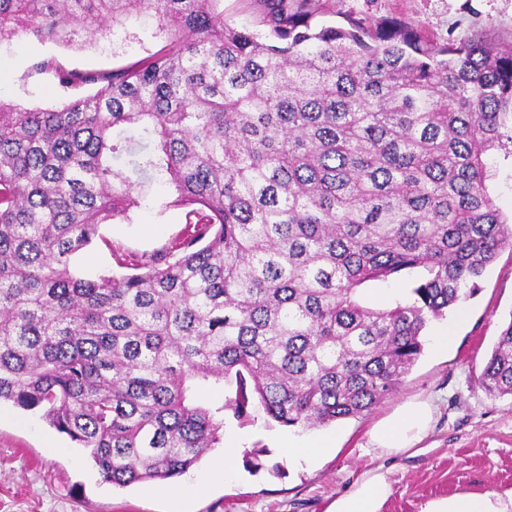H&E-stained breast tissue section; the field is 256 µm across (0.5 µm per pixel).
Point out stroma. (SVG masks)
Listing matches in <instances>:
<instances>
[{
    "instance_id": "35a3bbf8",
    "label": "stroma",
    "mask_w": 512,
    "mask_h": 512,
    "mask_svg": "<svg viewBox=\"0 0 512 512\" xmlns=\"http://www.w3.org/2000/svg\"><path fill=\"white\" fill-rule=\"evenodd\" d=\"M321 22L346 17L373 23L395 16L437 39L476 33L512 41V0H321ZM151 23L129 19L90 43L66 45L23 34L0 48V98L26 109L56 108L74 97L53 74L34 63L108 72L162 49ZM489 190L504 218L512 217V155L489 153ZM187 208L170 188L152 184L130 219L102 225L99 237L74 260L81 275L124 273L173 250L186 230ZM512 322V251L503 250L478 281L477 293L429 323L426 336L454 326L455 342L443 351L425 347L397 392L360 418L323 432L336 446L323 460L294 462L282 453L286 427L254 409L249 419L224 413L225 435L237 436L232 477L224 475V450L212 449L186 475L118 488L102 482L83 449L43 418L41 411L0 405V512H326L369 470L386 472L391 494L383 512H423L433 500L458 492H487L512 512V397H492L477 377L500 331ZM413 399L429 400V434L405 451L371 447L374 423ZM258 457L262 470L249 472ZM282 465L283 474L272 471Z\"/></svg>"
}]
</instances>
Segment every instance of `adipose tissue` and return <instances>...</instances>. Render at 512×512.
I'll use <instances>...</instances> for the list:
<instances>
[{
  "instance_id": "ef3b65f1",
  "label": "adipose tissue",
  "mask_w": 512,
  "mask_h": 512,
  "mask_svg": "<svg viewBox=\"0 0 512 512\" xmlns=\"http://www.w3.org/2000/svg\"><path fill=\"white\" fill-rule=\"evenodd\" d=\"M433 418L431 403L415 402L379 422L369 434L372 447L391 452L412 447L429 430ZM384 473H366L349 493L339 496L327 512H382L390 495Z\"/></svg>"
}]
</instances>
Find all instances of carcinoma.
I'll list each match as a JSON object with an SVG mask.
<instances>
[{
	"label": "carcinoma",
	"mask_w": 512,
	"mask_h": 512,
	"mask_svg": "<svg viewBox=\"0 0 512 512\" xmlns=\"http://www.w3.org/2000/svg\"><path fill=\"white\" fill-rule=\"evenodd\" d=\"M221 2L0 0V42L132 14L167 39L127 68H55L95 87L59 108L0 99V403L43 411L118 487L188 473L226 409L302 430L366 415L512 249L485 162L512 147V43L320 24V0H274L262 33ZM157 178L196 217L179 253L79 275ZM414 272L403 301L365 303ZM478 381L512 396V321ZM224 383L225 404L195 401Z\"/></svg>",
	"instance_id": "1"
}]
</instances>
